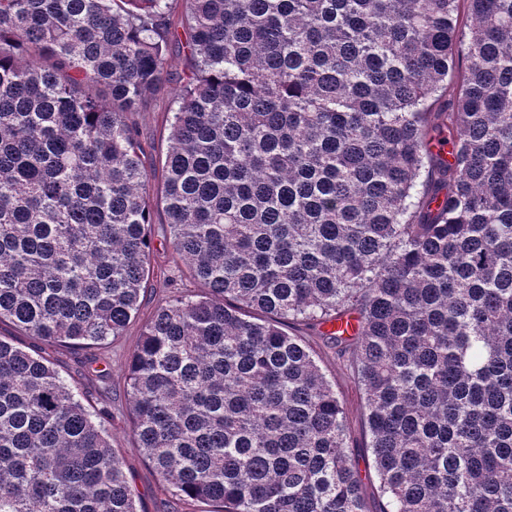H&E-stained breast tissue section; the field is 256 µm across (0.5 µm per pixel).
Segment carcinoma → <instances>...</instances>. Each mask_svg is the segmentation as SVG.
<instances>
[{"mask_svg":"<svg viewBox=\"0 0 512 512\" xmlns=\"http://www.w3.org/2000/svg\"><path fill=\"white\" fill-rule=\"evenodd\" d=\"M173 43L160 203L206 291L125 369L164 490L368 512L306 325L351 353L383 512H512V0H0V324L92 365L137 317L156 171L129 114ZM111 421L0 336V512H139Z\"/></svg>","mask_w":512,"mask_h":512,"instance_id":"carcinoma-1","label":"carcinoma"}]
</instances>
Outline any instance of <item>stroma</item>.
<instances>
[{"label": "stroma", "mask_w": 512, "mask_h": 512, "mask_svg": "<svg viewBox=\"0 0 512 512\" xmlns=\"http://www.w3.org/2000/svg\"><path fill=\"white\" fill-rule=\"evenodd\" d=\"M172 100L171 86H164L153 95L146 107L132 115L133 122L150 144L146 151L148 166L158 165L167 149L168 110ZM163 221V212H156L152 226L153 251L150 256V267L156 275L155 287L145 294L138 321L131 323L125 336L114 341L108 348V380H101L96 372L85 366L84 353L59 347L52 349L51 354L56 370L65 378L77 382L81 390L86 392L90 404H98L103 385H110L107 403L112 412L110 443L124 459L125 475L135 491L142 512H189L187 506L172 502L157 474L144 462L136 447L130 423L131 401L124 385L125 366L136 346L142 321L147 320L159 306L166 304L173 291H196L200 288L199 282L191 278L185 262L165 246ZM307 339L319 366L344 404L350 453L358 464L370 512H380L384 499L379 491V480L368 447L370 433L364 416L362 391L346 357L340 355L336 347L327 343L315 330L309 332Z\"/></svg>", "instance_id": "obj_1"}]
</instances>
